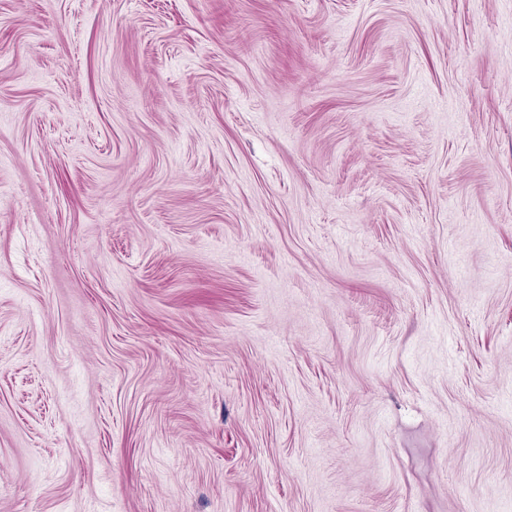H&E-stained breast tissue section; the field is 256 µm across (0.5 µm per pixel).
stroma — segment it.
<instances>
[{"label": "stroma", "mask_w": 512, "mask_h": 512, "mask_svg": "<svg viewBox=\"0 0 512 512\" xmlns=\"http://www.w3.org/2000/svg\"><path fill=\"white\" fill-rule=\"evenodd\" d=\"M0 512H512V0H0Z\"/></svg>", "instance_id": "obj_1"}]
</instances>
